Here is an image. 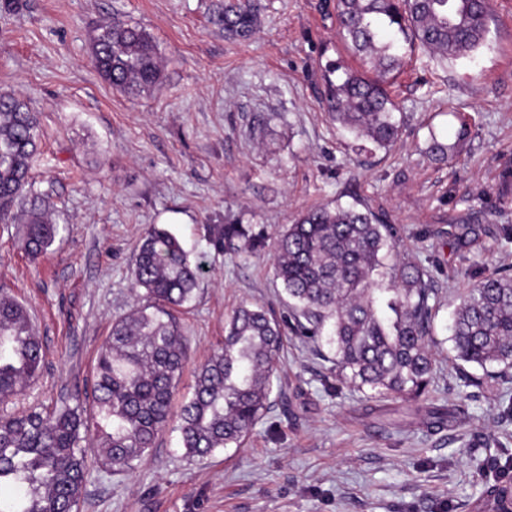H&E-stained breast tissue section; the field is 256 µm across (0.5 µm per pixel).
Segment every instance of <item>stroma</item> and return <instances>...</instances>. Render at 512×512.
<instances>
[{"label": "stroma", "mask_w": 512, "mask_h": 512, "mask_svg": "<svg viewBox=\"0 0 512 512\" xmlns=\"http://www.w3.org/2000/svg\"><path fill=\"white\" fill-rule=\"evenodd\" d=\"M23 2L0 10V89L38 115L36 187L63 230L34 258L16 225L0 224V289L27 306L43 347L16 409L90 397L96 353L135 303L130 269L153 224L204 266L181 315L183 394L241 301L286 309L272 250L216 251L213 225L271 233L318 205L368 204L398 226L401 254L429 270L440 303L428 396L328 388V363L289 335L281 389L243 447L190 459L167 428L133 472L92 468L79 512H474L512 481V380L467 384L449 330L465 289L512 267V0H493L473 57L413 56L390 87L400 138L388 152L358 148L328 115L320 68L353 61L335 0H260L246 40L225 38L221 0ZM112 20L145 28L163 57L162 83L134 102L91 62L89 36ZM433 136L447 158L428 156ZM462 221L478 244L449 238Z\"/></svg>", "instance_id": "stroma-1"}]
</instances>
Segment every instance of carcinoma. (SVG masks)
<instances>
[{
  "label": "carcinoma",
  "instance_id": "obj_1",
  "mask_svg": "<svg viewBox=\"0 0 512 512\" xmlns=\"http://www.w3.org/2000/svg\"><path fill=\"white\" fill-rule=\"evenodd\" d=\"M339 35L361 72L340 63L320 68L333 120L356 141L385 151L396 143L398 106L389 87L417 46L442 61L472 56L488 34L489 0H336ZM227 38H246L259 23L256 0H224L217 15ZM97 73L132 99L163 80L150 33L120 21L90 38ZM37 119L13 91H0V223L19 224L25 251H48L60 233L48 220L47 196L34 191ZM217 251L248 257L266 246L274 278L288 296L290 320L258 302H242L225 321L224 344L197 370L177 429L189 458L240 448L271 403L284 330L323 341L336 385L370 398L416 401L435 372L438 313L429 271L398 254L397 228L369 206L320 205L298 214L273 237L248 224H216ZM203 273L179 239L151 227L140 240L131 279L147 299L115 319L100 348L94 413L64 404L0 414V512H76L88 457L106 472L134 468L155 447L171 418L187 344L176 313ZM454 360L483 370L469 382L512 369V276L491 272L467 289L453 313ZM42 345L29 312L0 293V404L35 380Z\"/></svg>",
  "mask_w": 512,
  "mask_h": 512
}]
</instances>
